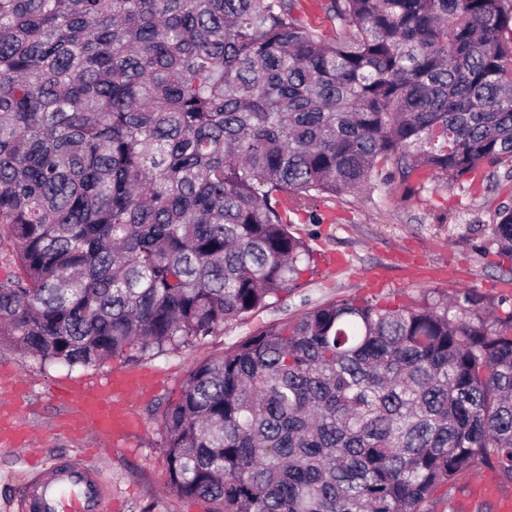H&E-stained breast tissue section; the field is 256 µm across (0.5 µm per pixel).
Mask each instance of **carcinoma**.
<instances>
[{"mask_svg":"<svg viewBox=\"0 0 512 512\" xmlns=\"http://www.w3.org/2000/svg\"><path fill=\"white\" fill-rule=\"evenodd\" d=\"M0 0V346L177 350L314 263L290 215L512 164V0ZM512 272V207L469 229ZM466 288L317 304L159 408L167 488L212 512H439L512 485V312ZM326 1L328 0H319L318 3L309 5L308 10L305 11L303 17L307 23H310L320 29L325 36L328 38H334L336 37V33H339V30H336V27L325 17L324 4Z\"/></svg>","mask_w":512,"mask_h":512,"instance_id":"obj_1","label":"carcinoma"}]
</instances>
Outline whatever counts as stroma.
<instances>
[{"label":"stroma","mask_w":512,"mask_h":512,"mask_svg":"<svg viewBox=\"0 0 512 512\" xmlns=\"http://www.w3.org/2000/svg\"><path fill=\"white\" fill-rule=\"evenodd\" d=\"M512 205V177L489 170L484 184L453 185L417 193L396 187L374 204L344 195L322 205L319 223L296 219L292 230L309 237L315 253L313 272L280 303L258 310L204 342L175 351L117 358L90 367L44 364L36 358L0 348V370L20 378L26 388L20 419L32 430L30 447L45 460L94 448L92 438L75 441L57 433V412L50 392L63 384H92L118 370L145 371L156 381L135 403L141 423L127 447L100 456L112 472V512H210L208 502L176 498L167 490L166 461L159 448L154 413L177 399L189 371L201 361L223 354L257 328L295 316L314 305L358 297L389 307L412 302L423 292L452 293L472 287L499 297L511 283L493 255L482 254L467 239L470 225L489 224L501 204Z\"/></svg>","instance_id":"stroma-1"}]
</instances>
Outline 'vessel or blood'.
<instances>
[{
	"label": "vessel or blood",
	"mask_w": 512,
	"mask_h": 512,
	"mask_svg": "<svg viewBox=\"0 0 512 512\" xmlns=\"http://www.w3.org/2000/svg\"><path fill=\"white\" fill-rule=\"evenodd\" d=\"M145 386L142 376L126 372L111 375L102 384H75L59 388L61 414L58 431L73 438L94 436L118 446L137 425L131 400ZM15 401L0 402V447L24 445L28 430L15 415ZM492 500L497 512H512V498L502 495L496 482L483 479L477 492L456 502L457 512H468L482 499ZM15 512H112V475L83 452L62 456L26 471L24 494Z\"/></svg>",
	"instance_id": "b4317fda"
}]
</instances>
